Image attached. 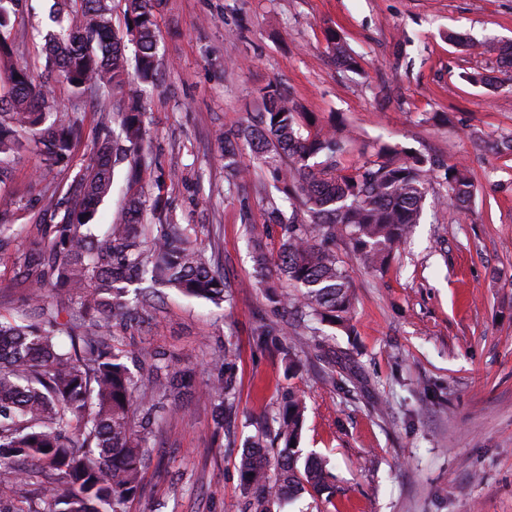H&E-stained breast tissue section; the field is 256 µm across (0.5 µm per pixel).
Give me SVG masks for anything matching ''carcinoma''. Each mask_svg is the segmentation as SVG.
<instances>
[{"instance_id":"cac0c4a2","label":"carcinoma","mask_w":512,"mask_h":512,"mask_svg":"<svg viewBox=\"0 0 512 512\" xmlns=\"http://www.w3.org/2000/svg\"><path fill=\"white\" fill-rule=\"evenodd\" d=\"M123 2L120 32L112 24V0H53L56 28L44 35L40 75L11 66L0 87V253L22 241L12 271L34 311L29 319L0 315V512H127L142 488L156 421L183 408L187 371L164 351L114 344L111 327L151 322L161 287L216 305L229 297L224 274L196 246L194 228L146 190L147 112L125 86L131 76L143 85L159 83L164 0ZM26 7L27 0H0V66L16 50L11 18ZM129 36L132 60L123 45ZM326 41L336 65L358 70L335 31L326 30ZM56 82L69 86L73 111H57L49 93ZM260 98L251 120L218 129L215 140L232 180H244L243 141L280 192L261 198L262 224L247 213L243 221L259 283L279 315L258 335L274 340L292 372L299 360L288 344V311L315 323L314 336L324 335V325L350 330L354 294L336 239L346 240L365 268L382 271L393 246L420 223L434 180L446 184L442 198L459 209L476 186L461 163L391 144L346 167L344 129L318 122L279 84L262 89ZM85 103L96 108L92 157L72 174ZM26 152L45 170L69 172L35 204L4 192ZM121 165L127 167L123 203L100 233L94 218L112 196ZM271 224L282 230L275 256L262 248ZM280 281L295 292L279 288ZM63 335L67 347L58 342ZM210 375L205 395L220 423L235 410L232 343L211 361ZM305 409L303 395L284 391L271 423L246 440L237 463L242 512H282L304 492L315 500L334 492L326 465L291 446L300 441Z\"/></svg>"}]
</instances>
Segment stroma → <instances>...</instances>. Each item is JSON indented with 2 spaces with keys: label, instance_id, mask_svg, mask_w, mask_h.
Segmentation results:
<instances>
[{
  "label": "stroma",
  "instance_id": "35a3bbf8",
  "mask_svg": "<svg viewBox=\"0 0 512 512\" xmlns=\"http://www.w3.org/2000/svg\"><path fill=\"white\" fill-rule=\"evenodd\" d=\"M46 0L18 14L16 59L43 63ZM356 56L360 73L336 67L326 29ZM493 44L474 56L449 33ZM512 46V0H166L157 87L127 84L149 106L157 168L177 170L162 192L230 287L222 305L166 291L148 327L117 326L129 350L161 348L193 369V400L159 428L129 512H242L238 454L252 420L274 413L283 391L306 400L300 446L336 477L331 503L297 498L289 512H512V155L494 142L512 133V82L496 75ZM288 87L321 121L342 120L348 166L382 141L464 164L477 191L464 210L427 197L410 239L385 272L364 269L344 241L352 331L331 342L335 367L301 333H290L305 366L289 376L272 346L258 344L273 319L247 245L243 211L262 223L263 175L248 144L246 187L229 188L216 129L258 112L260 88ZM60 174L35 155L15 166L10 191L34 200ZM236 347L237 413L216 428L201 392L209 361ZM356 381L335 386L329 370Z\"/></svg>",
  "mask_w": 512,
  "mask_h": 512
}]
</instances>
